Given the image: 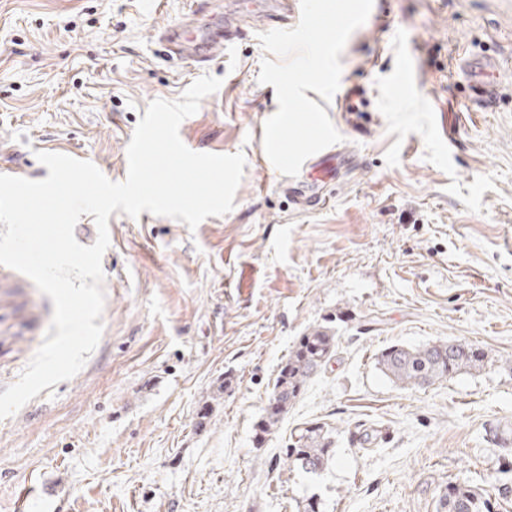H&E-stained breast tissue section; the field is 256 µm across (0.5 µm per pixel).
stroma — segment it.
Listing matches in <instances>:
<instances>
[{
	"mask_svg": "<svg viewBox=\"0 0 512 512\" xmlns=\"http://www.w3.org/2000/svg\"><path fill=\"white\" fill-rule=\"evenodd\" d=\"M266 2L200 69L160 41L192 0H0V171L46 178V151L124 181L149 102L206 74L222 85L181 138L246 158L233 210L196 229L110 215L101 340L0 420V512H297L309 496L319 512H438L456 480L512 512V0H381L325 106L357 166L306 210L256 161L277 110L258 81ZM406 55L409 89L393 79ZM470 61L489 66L481 87ZM52 316L0 265V393ZM317 327L334 357L262 434L280 367ZM439 339L483 351L481 367L405 389L377 365ZM308 422L335 443L316 476L283 462Z\"/></svg>",
	"mask_w": 512,
	"mask_h": 512,
	"instance_id": "obj_1",
	"label": "stroma"
}]
</instances>
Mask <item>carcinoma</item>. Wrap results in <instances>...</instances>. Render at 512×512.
<instances>
[{"mask_svg": "<svg viewBox=\"0 0 512 512\" xmlns=\"http://www.w3.org/2000/svg\"><path fill=\"white\" fill-rule=\"evenodd\" d=\"M336 352L334 333L314 328L292 350L280 369L263 421V432L277 427L313 376L331 361ZM474 351H461L452 341L438 340L422 347L392 345L382 350L378 364L390 380L403 387H421L462 369L476 366ZM334 441L323 427L302 429L286 449L287 466L316 474L333 459ZM440 512H491L490 503L469 486H448L439 501Z\"/></svg>", "mask_w": 512, "mask_h": 512, "instance_id": "carcinoma-1", "label": "carcinoma"}]
</instances>
